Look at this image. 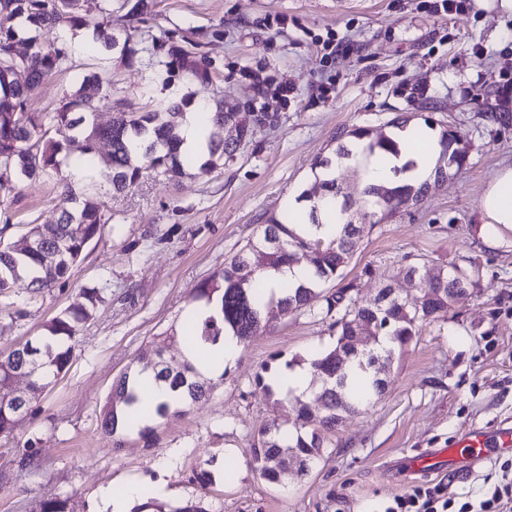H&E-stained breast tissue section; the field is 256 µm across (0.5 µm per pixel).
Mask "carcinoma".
Listing matches in <instances>:
<instances>
[{"label": "carcinoma", "mask_w": 512, "mask_h": 512, "mask_svg": "<svg viewBox=\"0 0 512 512\" xmlns=\"http://www.w3.org/2000/svg\"><path fill=\"white\" fill-rule=\"evenodd\" d=\"M147 0H0V198L7 199L17 190L22 178H52L58 181L59 217L53 224H28L26 233L40 238L30 250L16 251L0 246V306L10 307L12 283L28 281L29 302L33 303L55 287L66 283L73 267L89 244L108 223L102 204L85 192H76L65 170L80 172L103 169V175L117 193L136 187L152 171L171 181L186 174V168L199 167L209 172L234 159L239 146L252 141L257 129L270 124L273 112H226L217 99L203 103L213 112L204 127L200 149L180 150L183 105L174 104L166 111L114 112L107 124L97 122L92 108L112 106V82L102 73L91 71L82 77L78 88L65 92L49 112H31L28 102L35 91L54 74L71 68V53L66 43H45L40 31L45 27H64L72 31L93 29L92 41L85 53L94 57L100 49L119 50L130 60L139 52L136 29L112 33V10H126L137 17L147 11ZM26 51L16 50L18 42ZM153 50L166 58L165 65L183 72L201 85L208 83V71L178 46L160 38ZM236 129L233 140L225 136V127ZM409 118L398 117L389 123L392 131L373 135L371 129L356 127L336 133L333 155L319 160L314 169L323 194L313 199L301 192L295 204H286L268 218L259 233L249 239L224 268L214 272L195 288L191 309L185 321L186 331L166 337L171 343H183L192 352L209 345L222 346L227 338L245 346L269 326L272 308L283 315L307 312L323 319L337 313L332 322L336 339L332 346L307 361L309 386L317 392L323 415L316 419L307 403L297 399L295 432L289 433L275 423L253 436L251 465L270 483H277L292 471L302 477L322 451L325 434L333 431L345 415L359 413L361 397L351 389L352 380L366 379L369 391L380 395L386 380L379 374L391 365L425 325L447 319L448 310L469 296L474 286L471 275L456 265L433 268L425 258L407 266L411 285L424 292V301L416 307L392 298L381 306L370 305L354 294L356 285L345 281L344 269L353 256L365 225L349 223L348 210L354 208L368 215L371 225L403 207L418 203L432 188L448 177L453 167L466 159L467 146L462 132L445 129L440 135V152L435 161L433 181L407 183L387 188L366 184L358 201L349 200L341 190L336 172L350 167L358 155L370 157L384 152L399 155L397 133L406 130ZM82 141L81 154L75 159L64 151L63 142ZM332 209L336 231L331 235L300 230L303 224L322 227L321 206ZM307 254L310 276L304 282L282 281L278 290L267 289L259 273H278L294 262L299 252ZM103 289L84 291L85 304L76 310H64L42 326V335L21 347L0 353V436L12 435L32 412V404L17 412L11 387L18 372L32 374V387L41 394L62 374L68 372L83 325L96 316ZM367 328L368 346L352 353L351 340ZM282 354L271 356L256 373L253 393L267 400H277L269 372L271 363ZM149 373L164 384L170 400L150 409L140 405L137 377ZM210 379L186 356L168 359L156 356L136 361L112 384V393L104 404L100 429L106 435L138 430L150 440L157 422L181 414L210 396ZM198 496L178 507L158 501L151 488H145L143 502L132 512H207L201 503L213 485L211 473L201 469L193 473Z\"/></svg>", "instance_id": "obj_1"}]
</instances>
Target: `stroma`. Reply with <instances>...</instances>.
<instances>
[{"mask_svg":"<svg viewBox=\"0 0 512 512\" xmlns=\"http://www.w3.org/2000/svg\"><path fill=\"white\" fill-rule=\"evenodd\" d=\"M131 25L143 46L133 61L76 53L73 69L34 93L31 111H50L82 75L101 71L112 80L114 108L128 112L194 91L223 97L228 110L278 118L210 173L176 183L151 178L124 193L99 179L95 197L110 221L68 282L35 303L26 283L13 285L12 299L27 315L0 337V352L84 304V289H103L104 301L81 331L68 372L14 438L0 439V512H39L55 496L67 512H101L100 489L130 483L161 487V499L175 505L195 496L190 478L200 468L215 475L208 512H384L394 497L438 483L454 503L483 499L501 480V458L466 473H422L412 464L470 427L512 422V231L491 242L480 230L483 190L512 165V95L503 93L512 79V13L500 0H466L464 12L447 17L429 13L424 0H152L135 22L114 11V32ZM163 33L207 67L208 84L192 87L159 65L152 47ZM330 37L345 49L326 62L322 42ZM284 84L295 90L285 107L274 96ZM491 112L496 120H488ZM401 114L417 127L430 119L460 130L466 161L418 204L366 228L346 277L356 280L360 299L390 284L410 302L418 292L405 266L422 256L461 267L475 286L449 320L425 327L409 345L384 394L337 423L307 476L265 481L249 464L253 436L270 422L292 427L297 412L292 400L253 394V377L274 353L306 358L333 341L329 320L277 316L225 376H213L208 400L162 423L154 443L134 433L118 445L104 437L100 411L113 380L181 327L194 288L271 214L297 192L318 191L312 167L331 155L336 132L378 133ZM59 193L54 180L25 181L0 204L12 243L22 245L24 224L56 221ZM368 268L373 276H365ZM30 438L43 465L34 476L13 464Z\"/></svg>","mask_w":512,"mask_h":512,"instance_id":"1","label":"stroma"}]
</instances>
